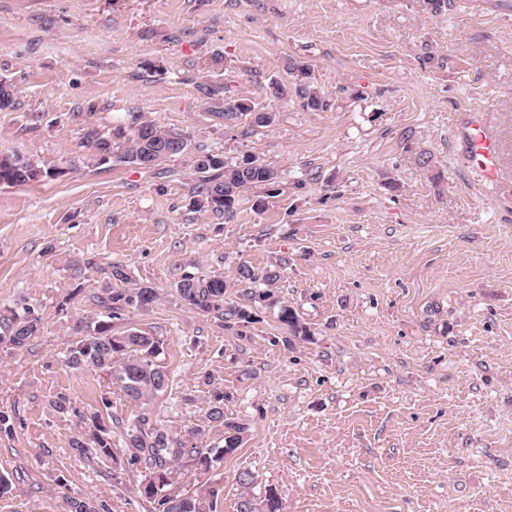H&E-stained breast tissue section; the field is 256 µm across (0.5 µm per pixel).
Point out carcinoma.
<instances>
[{
    "label": "carcinoma",
    "instance_id": "1",
    "mask_svg": "<svg viewBox=\"0 0 512 512\" xmlns=\"http://www.w3.org/2000/svg\"><path fill=\"white\" fill-rule=\"evenodd\" d=\"M294 95L306 109L325 111L329 107L326 98L312 83L295 85ZM223 105L224 109L217 115L230 126L237 125L244 117L251 118V124L257 126H269L275 120L274 112L258 109L235 97L227 87L224 88ZM174 134L189 142V136L182 131L142 116L129 126H115L108 133L89 127L82 139V147L86 149L82 163L98 165L100 158L107 155L116 164L140 166L142 156L146 155L145 165L149 169L167 159L165 155L153 154V150ZM194 170L199 183L195 187L193 206L200 211L220 213L232 212L241 193L266 184L275 176V170L255 156L247 155L233 161L221 153L203 150L194 155ZM52 177L54 166L35 158L0 151V182H6L10 187ZM100 271L103 277L89 298V302L98 308V313L77 326L83 337L66 347L64 362L73 370L91 368L102 372L116 386L123 401L135 406H148L169 385L166 370L157 362L160 341L137 329L115 333L112 331V319L131 309H148L159 299V292L148 283L132 281L120 264L109 263ZM231 283L219 277L185 275L178 281L176 291L181 300L203 313L229 315L245 321L250 318L246 309L224 307V295ZM278 318L292 333L297 335L303 331L297 313L289 306H280ZM40 333V318L34 315L33 307L27 305L21 312L13 308L0 310V343L22 349ZM224 398V392L213 391L205 416L208 422L224 427L223 447L217 450L199 448L193 443L201 429L183 438L153 421L147 409L125 420L112 411V399L105 394L97 407L82 409L62 393L51 400V406L55 412L74 422L69 444L81 455L91 449L101 459L113 458L112 429L119 431L128 464L143 466L154 474L139 488V493L152 505L154 512H201L196 499L168 493L164 488L169 485L172 465L188 459L207 469L213 461L241 446L246 427L224 419ZM281 509L282 502L273 488L266 489L264 497L259 499L246 493L238 504V512H281ZM67 512H109V509L103 501L96 504L89 500L71 499Z\"/></svg>",
    "mask_w": 512,
    "mask_h": 512
}]
</instances>
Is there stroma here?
<instances>
[{
  "label": "stroma",
  "mask_w": 512,
  "mask_h": 512,
  "mask_svg": "<svg viewBox=\"0 0 512 512\" xmlns=\"http://www.w3.org/2000/svg\"><path fill=\"white\" fill-rule=\"evenodd\" d=\"M431 2L0 0V81L17 91L0 149L73 166L0 186V306H33L42 326L23 350L0 344V410L16 418L0 434V512L71 498L150 510V471L80 456L50 405L94 407L108 389L62 353L109 262L160 292L112 322L161 343L154 419L188 432L216 388L245 427L210 470L184 462L170 492L205 508L216 487L217 512H237L248 469L252 496L275 488L283 512H512V0ZM301 82L328 110L302 107ZM203 84L275 122L225 126ZM474 109L498 137L495 183L463 155ZM140 114L189 134L190 153L81 164L88 126ZM199 149L260 157L277 178L231 214L196 211ZM82 257L96 265L77 282L67 263ZM241 263L258 279L226 300L250 321L179 298L182 275L228 279ZM284 304L306 334L279 321Z\"/></svg>",
  "instance_id": "obj_1"
}]
</instances>
